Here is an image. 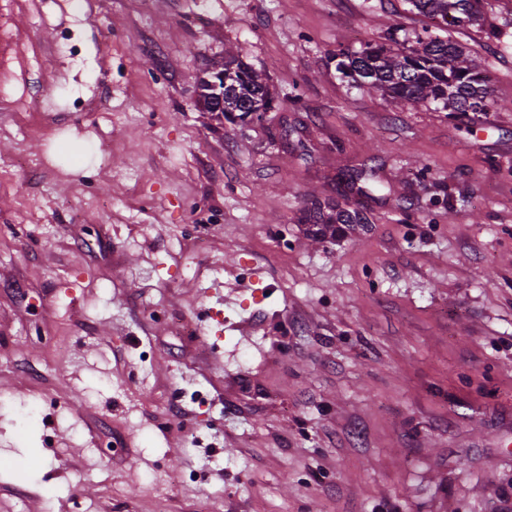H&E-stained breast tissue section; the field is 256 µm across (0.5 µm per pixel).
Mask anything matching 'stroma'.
Returning a JSON list of instances; mask_svg holds the SVG:
<instances>
[{"mask_svg":"<svg viewBox=\"0 0 512 512\" xmlns=\"http://www.w3.org/2000/svg\"><path fill=\"white\" fill-rule=\"evenodd\" d=\"M19 3L40 53L0 99V512H505L512 0L448 29L501 104L472 120L337 72L428 27L407 0ZM239 49L274 98L245 125L197 88ZM315 199L369 221L316 236Z\"/></svg>","mask_w":512,"mask_h":512,"instance_id":"obj_1","label":"stroma"}]
</instances>
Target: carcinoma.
<instances>
[{"label": "carcinoma", "mask_w": 512, "mask_h": 512, "mask_svg": "<svg viewBox=\"0 0 512 512\" xmlns=\"http://www.w3.org/2000/svg\"><path fill=\"white\" fill-rule=\"evenodd\" d=\"M410 11L434 22L413 38L389 30L382 41L367 42L358 50L336 53V69L360 88L374 91L405 105L437 103L441 110L474 115L491 112L497 102L488 92L486 70L466 47L437 34L452 24L473 25L479 18L480 0H405ZM224 75V112H236L240 121L272 109L273 99L262 74L243 62L242 53L224 59L211 78ZM313 224H366L358 209L339 204L312 203Z\"/></svg>", "instance_id": "cac0c4a2"}]
</instances>
